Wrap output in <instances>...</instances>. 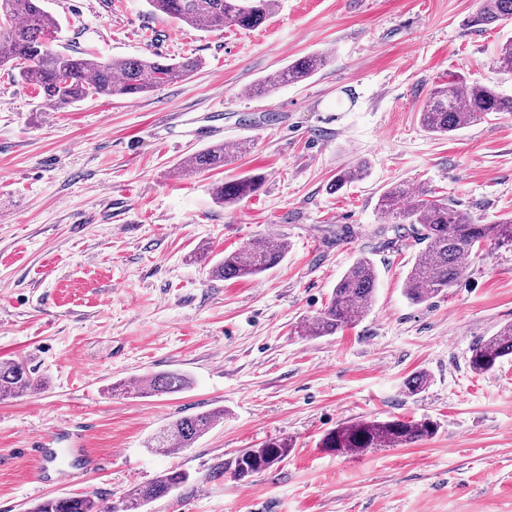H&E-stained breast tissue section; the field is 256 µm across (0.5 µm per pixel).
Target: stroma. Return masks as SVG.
Segmentation results:
<instances>
[{
	"mask_svg": "<svg viewBox=\"0 0 512 512\" xmlns=\"http://www.w3.org/2000/svg\"><path fill=\"white\" fill-rule=\"evenodd\" d=\"M42 0L56 49L103 59L195 57L197 71L137 99L57 109L0 72V362L23 360L42 386L0 402V512L49 497L117 503L177 468L188 483L145 512H512V357L475 373L471 349L512 323V251L481 248L447 291L421 304L403 282L418 254L378 211L406 183L487 221L512 213V114L454 135L419 122L431 87L452 77L500 84L512 22L469 25L478 0H279L255 30L203 31L146 0ZM322 53L304 82L246 89ZM248 142L224 167L181 162ZM368 175L341 190L339 169ZM244 174L256 195L226 206L214 188ZM276 234L285 259L251 280L210 274L224 254ZM378 272L358 324L312 337L359 257ZM178 371L181 393L111 395L113 384ZM423 372L425 390L404 383ZM224 416L195 444L151 437L183 415ZM434 421L414 445L339 455L337 425ZM290 443L246 480L215 476L239 450Z\"/></svg>",
	"mask_w": 512,
	"mask_h": 512,
	"instance_id": "obj_1",
	"label": "stroma"
}]
</instances>
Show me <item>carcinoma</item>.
Instances as JSON below:
<instances>
[{
  "instance_id": "cac0c4a2",
  "label": "carcinoma",
  "mask_w": 512,
  "mask_h": 512,
  "mask_svg": "<svg viewBox=\"0 0 512 512\" xmlns=\"http://www.w3.org/2000/svg\"><path fill=\"white\" fill-rule=\"evenodd\" d=\"M41 0H0V67L7 66L19 78L33 84L44 103L65 108L87 98L99 96L134 98L164 84L189 76L199 61L186 57L174 63L148 58L100 59L89 53L79 55L53 48L61 32L59 22L40 6ZM156 12L200 30L235 26L244 30L261 27L274 14L276 0H148ZM512 19V0H481L469 24L478 29L495 28ZM325 57L309 54L288 63L272 76L248 88L256 96L270 95L288 83H300L313 76ZM503 75L512 76V40L501 46L497 58ZM493 112L512 113V94L479 81L448 82L433 87L419 109L422 128L436 136L453 135ZM229 157L219 144L197 152L184 161L183 168L209 171L224 167ZM368 166L358 162L338 171L334 186L364 179ZM260 175L230 179L214 188L213 194L225 205L236 204L258 192ZM379 211L388 224L405 231L402 238L424 245L404 280V293L413 303L426 302L463 276L464 260L487 245L492 249L512 250V216L500 217L492 224L456 209L445 201L426 198L405 186L385 190L379 197ZM288 243L279 237L263 235L243 249L224 256L212 273L224 280L251 279L280 264ZM377 272L374 263L357 259L332 290L325 309L307 326L309 336H329L361 322L376 300ZM512 355V324L472 349L470 368L476 373L492 369L502 358ZM40 380L22 361L0 364V398L31 393ZM188 386L186 375L169 371L148 375L133 384H120L112 391L120 395L143 397L176 394ZM222 411L181 416L150 440L151 447L188 448L208 433ZM437 425L427 419L404 421H359L340 424L323 438V447L340 455H354L367 448L401 447L435 433ZM290 444L270 440L260 448H243L217 475L226 473L243 480L283 460ZM178 469L163 473L155 481L129 492L116 505L103 509L88 495L48 498L30 512H140L143 506L159 499L188 481Z\"/></svg>"
}]
</instances>
